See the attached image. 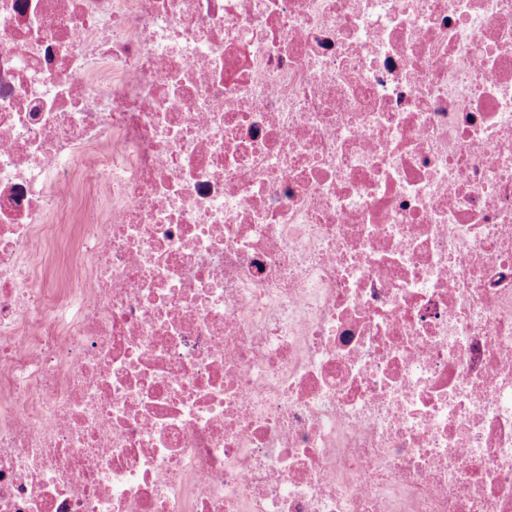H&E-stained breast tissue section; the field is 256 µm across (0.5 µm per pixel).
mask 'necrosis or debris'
<instances>
[{"instance_id": "4bbe7bcc", "label": "necrosis or debris", "mask_w": 512, "mask_h": 512, "mask_svg": "<svg viewBox=\"0 0 512 512\" xmlns=\"http://www.w3.org/2000/svg\"><path fill=\"white\" fill-rule=\"evenodd\" d=\"M0 512H512V0H0Z\"/></svg>"}]
</instances>
